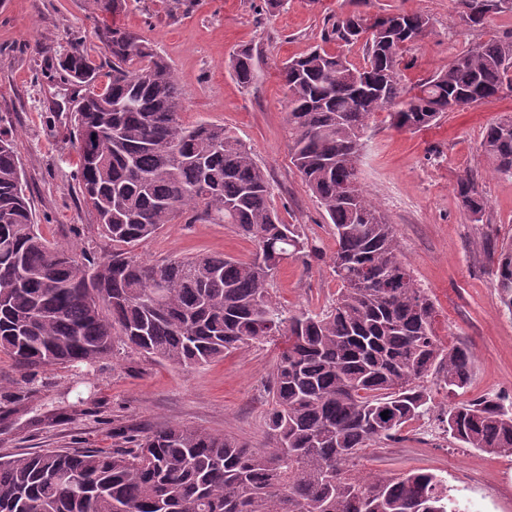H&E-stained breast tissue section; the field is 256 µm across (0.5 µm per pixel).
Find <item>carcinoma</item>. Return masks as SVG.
<instances>
[{
  "mask_svg": "<svg viewBox=\"0 0 512 512\" xmlns=\"http://www.w3.org/2000/svg\"><path fill=\"white\" fill-rule=\"evenodd\" d=\"M460 4L465 24L483 23L478 0ZM386 17L384 32L356 10L331 25L329 37L364 43L363 64L317 47L279 71L291 161L336 239L341 288L319 312L287 311L270 292L283 263L317 247L280 219L267 173L239 138L220 124L182 122L183 89L151 41L106 27L108 59L94 60L77 41L59 55L82 91L77 139L94 137L78 151V185L110 249L78 252L43 234L14 140L0 132V354L25 374L92 363L118 341L184 368L249 344L282 347L269 387L268 449L163 424L112 453L0 455V512H455L433 473L353 474L363 449L431 411L428 378L456 393L473 373L472 353L436 335L434 304L360 185L359 163L377 112L388 111L399 130H419L512 90V40L478 44L408 89L402 54L428 35L430 18ZM231 67L240 84L260 83L252 49L237 50ZM481 149L492 173L512 177V116L486 127ZM455 192L471 221H483L489 203L474 178L458 179ZM178 220L229 224L253 243L252 257L201 253L157 263L136 253ZM494 277L512 313L511 243L501 246ZM439 423L464 448L512 454V404L450 405Z\"/></svg>",
  "mask_w": 512,
  "mask_h": 512,
  "instance_id": "carcinoma-1",
  "label": "carcinoma"
}]
</instances>
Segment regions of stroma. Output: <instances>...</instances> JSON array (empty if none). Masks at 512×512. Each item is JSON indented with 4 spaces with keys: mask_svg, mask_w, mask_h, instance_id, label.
Wrapping results in <instances>:
<instances>
[{
    "mask_svg": "<svg viewBox=\"0 0 512 512\" xmlns=\"http://www.w3.org/2000/svg\"><path fill=\"white\" fill-rule=\"evenodd\" d=\"M369 15L423 13L431 32L409 45L400 65L406 87L433 75L458 54L496 37L512 36V12L471 27L458 0H361ZM349 0H288L270 13L264 0H128L105 14L93 0H0V128L11 131L29 182L31 206L42 232L58 243L106 252L75 179V88L54 64L56 53L80 41L96 59L108 57L98 31H139L173 64L184 91L182 120L221 124L250 148L273 185L281 219L321 251L311 264L281 267L273 296L288 310H320L340 283L332 268L336 241L323 210L291 162L288 92L281 61L324 45L362 63V44L326 40ZM253 47L262 71L258 88L238 83L230 60ZM512 114V92L445 114L432 127L394 128L387 113L371 120L359 181L386 216L418 285L437 309L435 329L449 346L473 354L471 381L460 401L512 402V315L500 301L489 252L512 242V177L496 176L481 150L485 128ZM476 177L489 208L471 223L455 193L460 176ZM250 242L227 224H167L141 242L150 261L203 252L248 259ZM277 349L248 345L200 368L183 369L127 348L91 364L53 366L25 377L0 356V454L57 449L112 450L113 425L148 431L164 423L235 435L252 447L267 444V387ZM453 399L432 391L433 413L409 422L395 438L364 449L359 474L395 476L424 470L441 478L458 512H512V454L460 447L436 433L435 415Z\"/></svg>",
    "mask_w": 512,
    "mask_h": 512,
    "instance_id": "35a3bbf8",
    "label": "stroma"
}]
</instances>
